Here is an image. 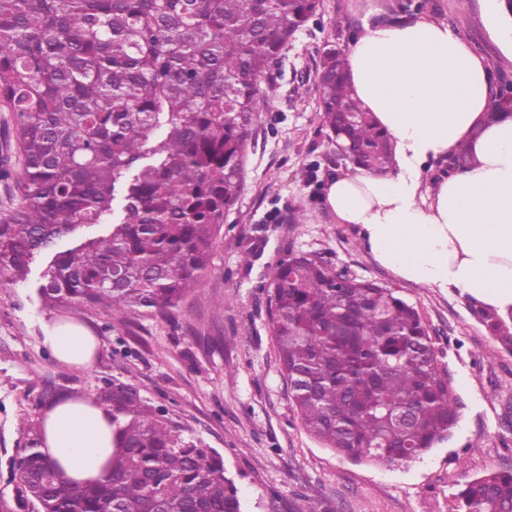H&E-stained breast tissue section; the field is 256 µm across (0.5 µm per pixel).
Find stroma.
<instances>
[{"instance_id":"stroma-1","label":"stroma","mask_w":512,"mask_h":512,"mask_svg":"<svg viewBox=\"0 0 512 512\" xmlns=\"http://www.w3.org/2000/svg\"><path fill=\"white\" fill-rule=\"evenodd\" d=\"M376 8L448 23L494 75L512 79L484 0H321L261 82L267 103L248 143L243 190L198 289L161 316L44 306L43 256L25 282L0 281L1 497L13 496L9 462L45 410V390L94 397L112 383L135 387L184 438L221 453L245 512H454L459 483L512 467V353L462 295L404 282L382 267L325 201L337 165L318 119L321 55L331 43L347 47ZM291 253L320 254L395 288L418 310L460 402L447 441L408 464L355 463L305 432L268 329V284ZM57 314L84 321L98 337L91 369L66 367L43 346L41 322Z\"/></svg>"}]
</instances>
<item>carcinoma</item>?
<instances>
[{"mask_svg": "<svg viewBox=\"0 0 512 512\" xmlns=\"http://www.w3.org/2000/svg\"><path fill=\"white\" fill-rule=\"evenodd\" d=\"M318 0H0V105L16 116L17 204L0 217V277L38 294L125 312L175 308L200 285L243 187L265 99L261 81ZM319 121L372 172L393 162L388 134L353 98L326 46ZM124 201L113 215L115 193ZM108 224L92 237L80 231ZM268 325L305 430L352 461L406 464L458 419L448 371L417 310L388 286L316 253L277 265ZM512 351V327L469 303ZM114 449L97 483L72 484L41 451L38 426L11 460L14 504L0 512H243L214 448L185 440L126 384L103 388ZM455 512H512V468L460 485Z\"/></svg>", "mask_w": 512, "mask_h": 512, "instance_id": "1", "label": "carcinoma"}]
</instances>
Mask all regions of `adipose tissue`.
Returning <instances> with one entry per match:
<instances>
[{
  "mask_svg": "<svg viewBox=\"0 0 512 512\" xmlns=\"http://www.w3.org/2000/svg\"><path fill=\"white\" fill-rule=\"evenodd\" d=\"M354 98L393 143L382 173L336 172L326 202L396 277L457 292L512 315V113L493 114L489 65L448 24L374 15L345 52ZM466 149L472 165L431 177ZM41 341L68 367H92L98 341L81 322L43 320ZM42 450L77 483L105 477L112 413L65 396L40 420Z\"/></svg>",
  "mask_w": 512,
  "mask_h": 512,
  "instance_id": "1",
  "label": "adipose tissue"
}]
</instances>
